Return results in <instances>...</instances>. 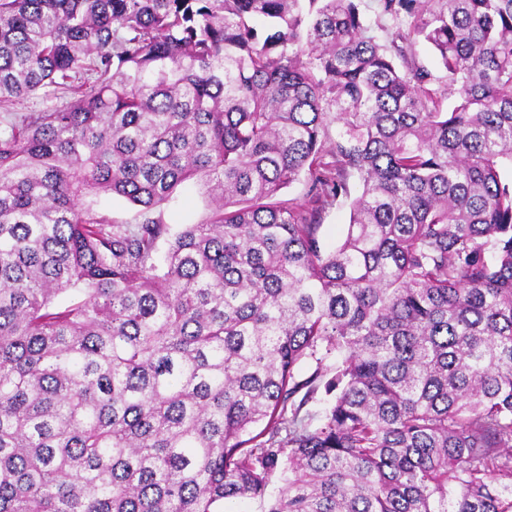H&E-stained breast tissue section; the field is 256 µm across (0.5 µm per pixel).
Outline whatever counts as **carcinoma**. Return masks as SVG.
Instances as JSON below:
<instances>
[{"mask_svg": "<svg viewBox=\"0 0 512 512\" xmlns=\"http://www.w3.org/2000/svg\"><path fill=\"white\" fill-rule=\"evenodd\" d=\"M379 7L0 0V512H512V0ZM414 52L418 62L424 65L430 70L435 76L440 77V81L432 85L431 88L437 91L438 100L440 102V108L443 112L451 109L454 103V97L448 96V89L445 85V70L442 67L439 59L433 54L429 46L422 41L417 42L414 45ZM208 213L207 201L199 188L193 183H186L179 188L176 201L166 209L165 220L175 232L185 224L204 221ZM98 207L116 221L128 219L137 209L136 206L126 199L116 196L101 197L98 202ZM350 222V200L339 202L328 208L319 228V238L327 249H333L344 237Z\"/></svg>", "mask_w": 512, "mask_h": 512, "instance_id": "cac0c4a2", "label": "carcinoma"}]
</instances>
